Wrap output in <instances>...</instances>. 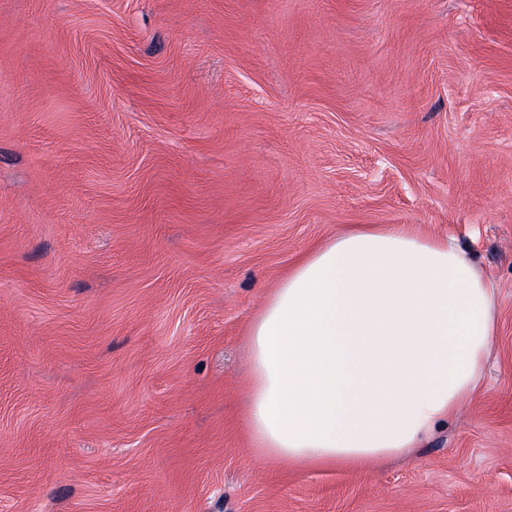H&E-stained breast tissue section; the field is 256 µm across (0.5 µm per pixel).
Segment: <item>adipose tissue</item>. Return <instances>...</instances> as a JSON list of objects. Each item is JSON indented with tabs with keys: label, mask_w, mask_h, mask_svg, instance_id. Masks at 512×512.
Segmentation results:
<instances>
[{
	"label": "adipose tissue",
	"mask_w": 512,
	"mask_h": 512,
	"mask_svg": "<svg viewBox=\"0 0 512 512\" xmlns=\"http://www.w3.org/2000/svg\"><path fill=\"white\" fill-rule=\"evenodd\" d=\"M497 307L467 252L404 224L312 246L249 326L252 448L357 473L406 456L478 395Z\"/></svg>",
	"instance_id": "obj_1"
}]
</instances>
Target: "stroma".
Wrapping results in <instances>:
<instances>
[{"mask_svg":"<svg viewBox=\"0 0 512 512\" xmlns=\"http://www.w3.org/2000/svg\"><path fill=\"white\" fill-rule=\"evenodd\" d=\"M352 224L494 282L482 389L283 468L248 327ZM0 512H512V0H0Z\"/></svg>","mask_w":512,"mask_h":512,"instance_id":"1","label":"stroma"}]
</instances>
